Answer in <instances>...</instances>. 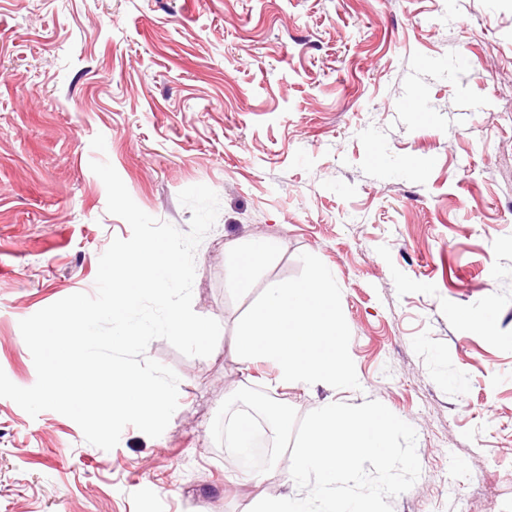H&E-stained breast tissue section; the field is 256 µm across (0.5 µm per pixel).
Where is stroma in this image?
Instances as JSON below:
<instances>
[{"mask_svg":"<svg viewBox=\"0 0 512 512\" xmlns=\"http://www.w3.org/2000/svg\"><path fill=\"white\" fill-rule=\"evenodd\" d=\"M180 231L178 194L221 209L195 254L210 356L153 340L179 377L151 438L105 451L70 418L0 398V512H245L288 460L232 483L211 423L243 387L304 415L383 403L421 474L392 512H512V0H0V370L36 369L19 323L78 292L128 223L90 163ZM268 238L249 288L224 246ZM319 257L340 290L359 389L278 387L240 362L238 321Z\"/></svg>","mask_w":512,"mask_h":512,"instance_id":"obj_1","label":"stroma"}]
</instances>
